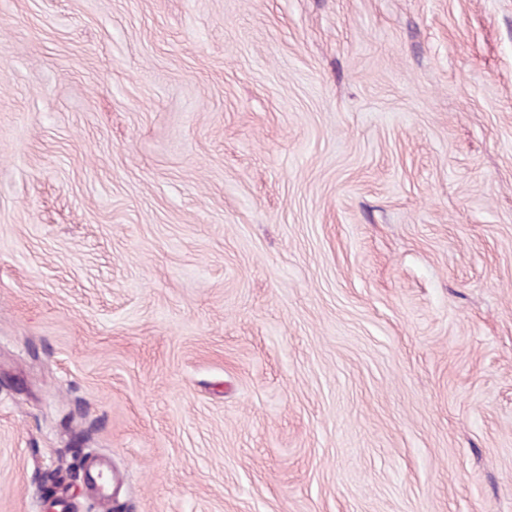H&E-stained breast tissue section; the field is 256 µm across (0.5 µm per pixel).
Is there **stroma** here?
Masks as SVG:
<instances>
[{"label": "stroma", "instance_id": "1", "mask_svg": "<svg viewBox=\"0 0 512 512\" xmlns=\"http://www.w3.org/2000/svg\"><path fill=\"white\" fill-rule=\"evenodd\" d=\"M0 512H512V0H0Z\"/></svg>", "mask_w": 512, "mask_h": 512}]
</instances>
